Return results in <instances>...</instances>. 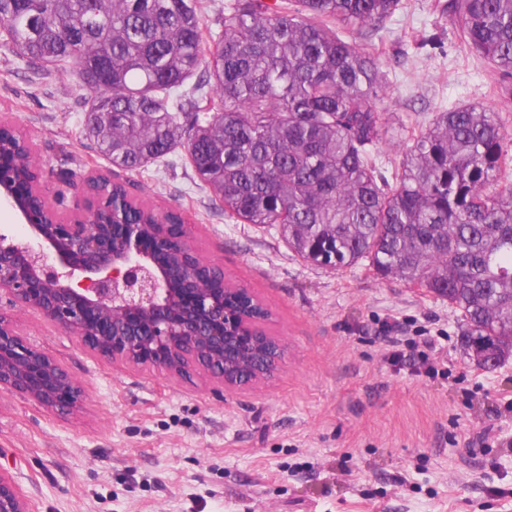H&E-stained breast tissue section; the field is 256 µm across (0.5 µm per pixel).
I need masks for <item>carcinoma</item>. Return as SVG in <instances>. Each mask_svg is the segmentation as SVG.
<instances>
[{"mask_svg":"<svg viewBox=\"0 0 512 512\" xmlns=\"http://www.w3.org/2000/svg\"><path fill=\"white\" fill-rule=\"evenodd\" d=\"M400 0H231L202 38L196 0H0V39L35 70L92 90L85 127L112 166L140 173L181 149L231 217L282 226L304 261L362 262L461 315L483 366L512 356V147L495 113L461 105L402 131L389 169L379 56L336 34L377 33ZM468 49L512 76V0H456ZM0 149L30 175L11 127Z\"/></svg>","mask_w":512,"mask_h":512,"instance_id":"obj_1","label":"carcinoma"}]
</instances>
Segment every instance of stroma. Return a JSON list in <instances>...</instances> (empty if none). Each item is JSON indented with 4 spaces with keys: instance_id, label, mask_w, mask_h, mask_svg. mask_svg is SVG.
Instances as JSON below:
<instances>
[{
    "instance_id": "1",
    "label": "stroma",
    "mask_w": 512,
    "mask_h": 512,
    "mask_svg": "<svg viewBox=\"0 0 512 512\" xmlns=\"http://www.w3.org/2000/svg\"><path fill=\"white\" fill-rule=\"evenodd\" d=\"M452 0H403L367 40L388 76L391 128L476 104L512 135V77L465 48ZM0 120L31 144L61 219L89 177L116 169L83 131L78 81L26 68L0 43ZM133 198L182 215L196 253L271 313L285 347L265 382L226 389L103 358L38 314L0 313L83 386L80 409L50 412L0 391V471L32 512H512V358L485 369L458 314L423 288L360 265L302 260L280 228L215 207L183 151L132 178ZM407 337L402 363L388 341ZM438 375L420 373L423 362Z\"/></svg>"
}]
</instances>
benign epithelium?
Returning a JSON list of instances; mask_svg holds the SVG:
<instances>
[{
	"mask_svg": "<svg viewBox=\"0 0 512 512\" xmlns=\"http://www.w3.org/2000/svg\"><path fill=\"white\" fill-rule=\"evenodd\" d=\"M32 184L14 179L0 158V201L17 208L28 237L0 234V296L72 333L100 356L184 377L199 367L233 390L268 377L284 345L249 319L230 313L244 288H200L207 264L196 258L183 224H130L124 203H111V220L98 223L100 202L64 222H45ZM0 390L48 411H76L83 387L56 359L37 348L0 313ZM0 512H31L12 479L0 472Z\"/></svg>",
	"mask_w": 512,
	"mask_h": 512,
	"instance_id": "benign-epithelium-1",
	"label": "benign epithelium"
}]
</instances>
